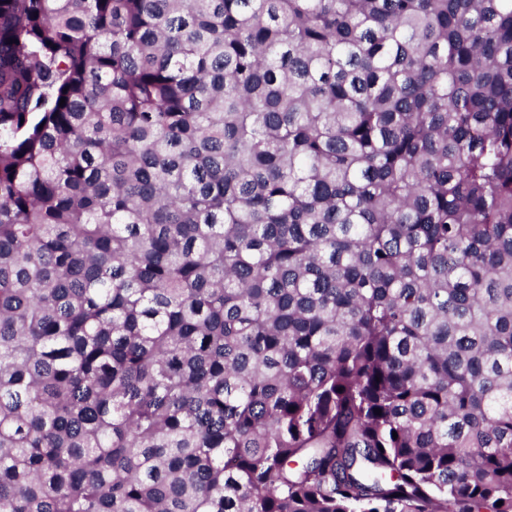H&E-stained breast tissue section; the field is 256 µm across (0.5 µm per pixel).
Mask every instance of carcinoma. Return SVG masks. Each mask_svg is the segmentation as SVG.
Masks as SVG:
<instances>
[{"label":"carcinoma","instance_id":"obj_1","mask_svg":"<svg viewBox=\"0 0 512 512\" xmlns=\"http://www.w3.org/2000/svg\"><path fill=\"white\" fill-rule=\"evenodd\" d=\"M0 512H512V0H0Z\"/></svg>","mask_w":512,"mask_h":512}]
</instances>
